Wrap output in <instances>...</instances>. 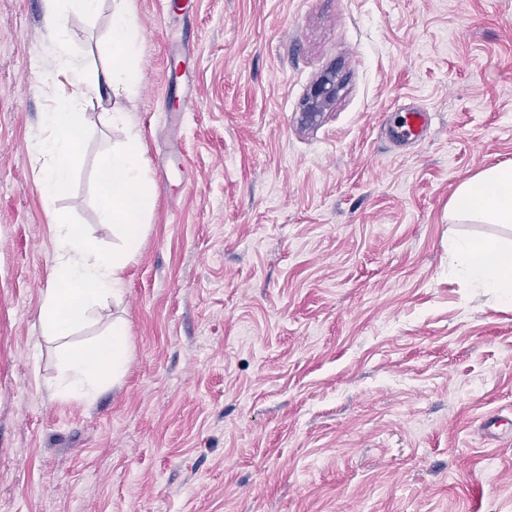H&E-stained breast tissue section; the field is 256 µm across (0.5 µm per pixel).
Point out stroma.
<instances>
[{"label":"stroma","mask_w":512,"mask_h":512,"mask_svg":"<svg viewBox=\"0 0 512 512\" xmlns=\"http://www.w3.org/2000/svg\"><path fill=\"white\" fill-rule=\"evenodd\" d=\"M153 201L121 305L132 358L51 392L38 311L56 218L111 247L84 114L65 194L30 143L51 98L43 0H0V504L15 512H512V305L448 271L465 180L512 163V0H132ZM112 0L68 20L104 64ZM336 71L326 112L301 110ZM426 135L400 141L407 113Z\"/></svg>","instance_id":"stroma-1"}]
</instances>
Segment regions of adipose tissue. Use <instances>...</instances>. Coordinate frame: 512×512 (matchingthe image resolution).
I'll return each instance as SVG.
<instances>
[{"instance_id":"obj_1","label":"adipose tissue","mask_w":512,"mask_h":512,"mask_svg":"<svg viewBox=\"0 0 512 512\" xmlns=\"http://www.w3.org/2000/svg\"><path fill=\"white\" fill-rule=\"evenodd\" d=\"M50 41L56 47L51 68L42 70L41 92L53 95L55 106L44 117L46 136L32 146L40 164L46 198L63 194L82 151L84 107L105 94L133 101L140 88L135 63L138 26L129 0H112V36L102 51L108 63L88 69L66 47L69 13L93 15L100 0H43ZM113 128L123 142L102 156L98 166V210L112 227L114 241L105 249L81 225L60 221L52 227L51 288L39 310L44 336L64 338L76 333L97 308L120 303L125 271L143 239L142 217L151 196L148 158L126 106L113 107ZM461 220L512 224V165L501 164L462 182L449 206ZM448 268L473 287L505 305L512 303V241L459 236L448 244ZM130 361L124 320L116 318L107 333L91 344L67 347L58 356L59 374L52 386L59 398L93 402L106 383H119Z\"/></svg>"}]
</instances>
